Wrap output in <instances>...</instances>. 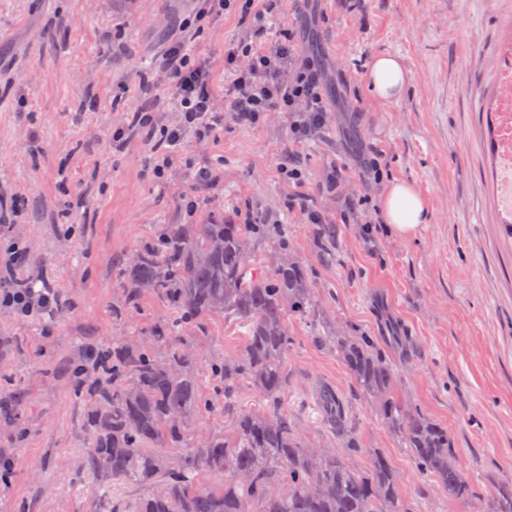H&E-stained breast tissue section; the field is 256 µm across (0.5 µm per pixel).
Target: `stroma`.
<instances>
[{"mask_svg": "<svg viewBox=\"0 0 512 512\" xmlns=\"http://www.w3.org/2000/svg\"><path fill=\"white\" fill-rule=\"evenodd\" d=\"M197 0H0V200L25 209L11 227L27 250L14 279L60 298L55 315L0 310V512H123L144 490L106 484L84 463L88 399L78 391L91 350L114 339L152 345L173 306L153 292L128 304L129 256L160 225L250 216L269 234L248 264L269 270L279 253L301 261L315 312L289 317L286 391L279 405L309 448H341L319 411L323 390L342 400L361 442L351 466L384 452L413 512H459L389 433L377 404L355 385L317 333L334 327L375 337L398 371L395 393L447 426L457 460L481 492L512 479V235L497 204L490 127L499 94L500 46L512 0H253L270 33H293L316 56L327 106L307 139L294 116L268 112L249 124L225 114L205 141L188 138L164 178L152 175V141L130 125L147 108L158 126L181 114L163 84L173 40L197 47L216 94L233 78L224 47L249 36L228 10L203 32ZM400 56L401 96L376 98L373 59ZM125 140L113 146L112 131ZM381 156L374 179L362 161ZM207 158L213 189L196 185ZM299 178L287 175L288 169ZM411 184L427 222L405 239L385 224L391 183ZM336 227L328 250L309 215ZM245 326L221 314L180 328L174 343L194 357L201 405L197 437L228 429L240 409H264L247 381L224 400L225 360L238 356Z\"/></svg>", "mask_w": 512, "mask_h": 512, "instance_id": "stroma-1", "label": "stroma"}]
</instances>
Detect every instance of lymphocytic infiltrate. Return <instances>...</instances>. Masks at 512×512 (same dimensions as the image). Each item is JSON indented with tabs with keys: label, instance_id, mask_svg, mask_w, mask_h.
Here are the masks:
<instances>
[{
	"label": "lymphocytic infiltrate",
	"instance_id": "lymphocytic-infiltrate-1",
	"mask_svg": "<svg viewBox=\"0 0 512 512\" xmlns=\"http://www.w3.org/2000/svg\"><path fill=\"white\" fill-rule=\"evenodd\" d=\"M262 34L254 29L251 38L227 51L229 62L238 68L229 89L216 96L203 58L186 45L172 48L164 71V83L175 97L182 114L177 126L156 129L150 112L137 111L131 121L146 136L158 138L162 152L153 164V174L163 178L171 157L182 148L186 135L211 137L221 122L219 107L239 115L243 121L259 122L264 113L297 112L294 125L298 138L320 128L326 105L322 92L321 67L312 56H296L286 44L266 49L256 42ZM58 296L48 289L19 287L0 280V309L29 317L59 310Z\"/></svg>",
	"mask_w": 512,
	"mask_h": 512
}]
</instances>
